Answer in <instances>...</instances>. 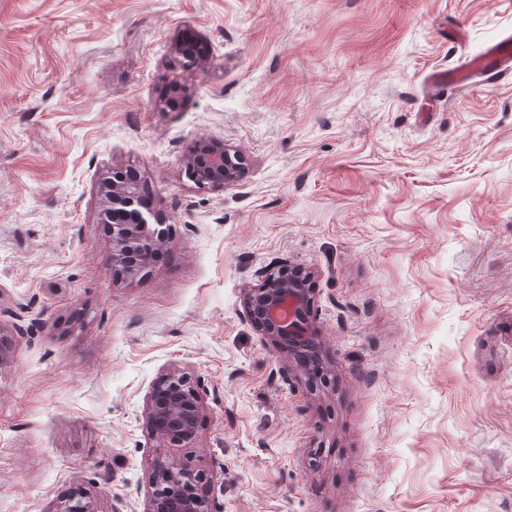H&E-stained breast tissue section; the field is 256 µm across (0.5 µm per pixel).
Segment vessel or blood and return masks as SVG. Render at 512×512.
I'll list each match as a JSON object with an SVG mask.
<instances>
[{"instance_id":"obj_1","label":"vessel or blood","mask_w":512,"mask_h":512,"mask_svg":"<svg viewBox=\"0 0 512 512\" xmlns=\"http://www.w3.org/2000/svg\"><path fill=\"white\" fill-rule=\"evenodd\" d=\"M512 74V35L488 45L481 57L461 62L447 71H438L430 77V89L437 92L456 86L470 92H486L494 76Z\"/></svg>"}]
</instances>
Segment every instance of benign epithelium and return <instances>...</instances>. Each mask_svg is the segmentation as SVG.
Here are the masks:
<instances>
[{"instance_id":"benign-epithelium-1","label":"benign epithelium","mask_w":512,"mask_h":512,"mask_svg":"<svg viewBox=\"0 0 512 512\" xmlns=\"http://www.w3.org/2000/svg\"><path fill=\"white\" fill-rule=\"evenodd\" d=\"M188 179L199 189L222 192L244 173V159L217 138H201L185 159ZM99 221L112 229L113 280L131 282L158 258L166 229L152 208L142 205V186L114 169L100 184ZM311 273L283 262L247 289L242 315L265 343L288 361V371L305 377L311 388L327 382L323 374V344L312 315ZM202 397L191 376L171 369L150 391L145 406L152 435L169 448H190L198 438ZM152 495L147 512H214L207 486L210 477L201 469L168 458L153 464ZM55 512H100L84 488L75 487Z\"/></svg>"}]
</instances>
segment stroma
Returning a JSON list of instances; mask_svg holds the SVG:
<instances>
[{"instance_id": "stroma-1", "label": "stroma", "mask_w": 512, "mask_h": 512, "mask_svg": "<svg viewBox=\"0 0 512 512\" xmlns=\"http://www.w3.org/2000/svg\"><path fill=\"white\" fill-rule=\"evenodd\" d=\"M511 29L512 0H0V512L77 486L145 512L164 456L215 512H512V75L426 85ZM201 137L241 181L188 180ZM124 167L169 231L117 285ZM285 261L324 389L242 316ZM172 368L203 392L192 448L147 424ZM188 179L199 189L222 192L234 185L244 173V159L231 153L224 140L201 138L190 148L185 159Z\"/></svg>"}]
</instances>
